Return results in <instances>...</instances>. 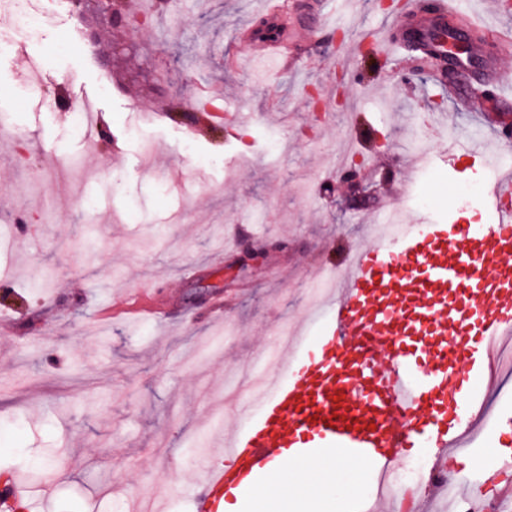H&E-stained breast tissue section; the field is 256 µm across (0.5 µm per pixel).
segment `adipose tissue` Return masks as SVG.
Listing matches in <instances>:
<instances>
[{
  "label": "adipose tissue",
  "mask_w": 512,
  "mask_h": 512,
  "mask_svg": "<svg viewBox=\"0 0 512 512\" xmlns=\"http://www.w3.org/2000/svg\"><path fill=\"white\" fill-rule=\"evenodd\" d=\"M342 455L329 453L326 464L312 465L291 483H267L264 491L228 504V512H329Z\"/></svg>",
  "instance_id": "1"
}]
</instances>
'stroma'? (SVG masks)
Here are the masks:
<instances>
[{
    "instance_id": "35a3bbf8",
    "label": "stroma",
    "mask_w": 512,
    "mask_h": 512,
    "mask_svg": "<svg viewBox=\"0 0 512 512\" xmlns=\"http://www.w3.org/2000/svg\"><path fill=\"white\" fill-rule=\"evenodd\" d=\"M260 5L180 0L130 34L63 0L40 40L0 47V114L17 128L0 137V317L14 328L0 336V448L27 512H128L158 484L173 490L165 512H194L188 489L231 393L313 304L318 269H341L393 199L409 222L488 221L452 189L492 172L452 142L511 145L494 115L512 113V86H489L484 105L478 72L447 87L405 51L370 64L358 43L383 48L394 17L378 0H334L319 35L289 5L276 23L300 48L270 67L253 46ZM185 75L222 118L170 112ZM341 78L348 107L314 111L308 90L335 95ZM85 99L102 138L79 134L63 107ZM418 152L432 161L415 170ZM352 167L376 183L370 207L340 190ZM247 248L266 257L237 268ZM140 304L160 317L125 321ZM485 404L470 454L448 460L475 491L487 483L472 457L512 456V371Z\"/></svg>"
}]
</instances>
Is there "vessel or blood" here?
<instances>
[{"label":"vessel or blood","instance_id":"obj_1","mask_svg":"<svg viewBox=\"0 0 512 512\" xmlns=\"http://www.w3.org/2000/svg\"><path fill=\"white\" fill-rule=\"evenodd\" d=\"M389 52L411 46L451 59L444 24L455 0H403ZM462 17V16H459ZM463 29L480 31L478 17ZM478 161L491 147L457 141ZM512 169L501 170L482 201L481 225L409 224L398 204L370 246L356 249L334 276L323 304L307 315L327 325L310 347H276L263 375L240 400L246 427L220 431L212 460L195 482V512H224L229 500L260 491L283 459L312 460L328 450L379 471L429 451L442 464L476 428L480 389L497 369L494 348L512 335Z\"/></svg>","mask_w":512,"mask_h":512}]
</instances>
